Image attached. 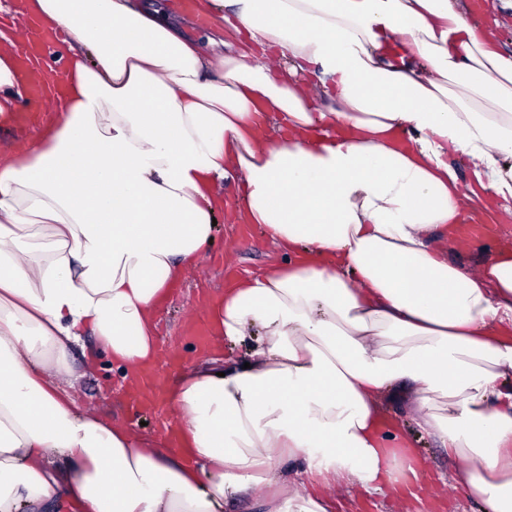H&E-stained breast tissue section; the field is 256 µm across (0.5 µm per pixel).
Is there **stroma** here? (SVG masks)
<instances>
[{"label":"stroma","instance_id":"obj_1","mask_svg":"<svg viewBox=\"0 0 512 512\" xmlns=\"http://www.w3.org/2000/svg\"><path fill=\"white\" fill-rule=\"evenodd\" d=\"M24 100H16L15 120L0 125V156L21 152L37 138L52 120V113L28 112ZM465 221L482 227L479 240L459 248L457 261L468 266L488 259L501 243H512V223H502L498 214L481 203H473L465 213ZM283 256L278 248L252 224L218 222L215 237L199 266L184 279L172 285L167 299L156 315L159 343L174 353V360L164 368L161 379L173 382L193 361L192 349L198 346V332L207 331L205 316L210 300L222 293L236 279L262 273L279 265ZM72 361L83 366L86 376L80 386V402L94 403L113 420L145 433L158 430L157 411L133 404L121 386V372L101 350L87 354L80 349L71 352ZM400 402H391L395 421L403 427L417 448L427 470V487H446L447 493L431 503L428 512H483L464 485L456 479L457 459L431 438L421 435L407 416L400 414ZM402 494L394 488L382 491L354 485L336 496L334 512H402Z\"/></svg>","mask_w":512,"mask_h":512}]
</instances>
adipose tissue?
<instances>
[{
  "label": "adipose tissue",
  "instance_id": "ef3b65f1",
  "mask_svg": "<svg viewBox=\"0 0 512 512\" xmlns=\"http://www.w3.org/2000/svg\"><path fill=\"white\" fill-rule=\"evenodd\" d=\"M27 13L0 39L1 123L31 30L75 49L51 125L0 161V512H224L260 490L267 512H328L304 476L398 481L391 398L512 512V247L451 259L449 161L512 217V53L465 0H196L202 44L156 0ZM232 175L285 261L212 305L214 343L249 349L168 388L174 454L78 404L70 352L92 334L129 381L155 361Z\"/></svg>",
  "mask_w": 512,
  "mask_h": 512
}]
</instances>
